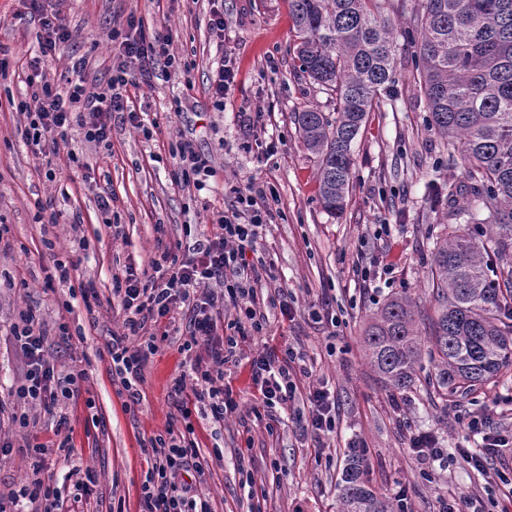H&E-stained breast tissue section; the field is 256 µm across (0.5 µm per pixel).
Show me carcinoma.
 Segmentation results:
<instances>
[{
    "label": "carcinoma",
    "instance_id": "obj_1",
    "mask_svg": "<svg viewBox=\"0 0 512 512\" xmlns=\"http://www.w3.org/2000/svg\"><path fill=\"white\" fill-rule=\"evenodd\" d=\"M288 0L295 55L309 82L333 92L336 117L295 113L317 158L322 207L336 216L353 185L354 145L382 92L395 83L397 37L413 49V79L448 158L460 155L466 190L433 177L430 210L452 223L433 241L430 282L437 307L431 338L406 291L388 298L364 330L368 364L383 386L415 385L425 342L438 356L436 392H470L512 363V0ZM354 449L339 482V512H393L364 480Z\"/></svg>",
    "mask_w": 512,
    "mask_h": 512
}]
</instances>
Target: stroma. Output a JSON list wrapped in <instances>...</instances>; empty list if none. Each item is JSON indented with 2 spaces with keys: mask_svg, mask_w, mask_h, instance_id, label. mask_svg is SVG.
<instances>
[{
  "mask_svg": "<svg viewBox=\"0 0 512 512\" xmlns=\"http://www.w3.org/2000/svg\"><path fill=\"white\" fill-rule=\"evenodd\" d=\"M60 18L69 41L49 65L58 84L73 79V58L89 61L90 76H105L120 62L113 29L128 18L146 28L168 24L173 31L174 67L159 68L129 101L140 112L142 128L113 116L110 150L84 142L78 131L47 146L38 158L24 145L27 124L14 103L24 97V79L38 54L40 28L20 0H0V222L9 225V243L0 247V276L20 274L14 287L0 288V397L23 376L10 328L16 310H37L50 340L46 355L61 369L85 370L81 399L67 402L71 448H53L56 421L38 407L8 404L0 412V439L10 441L0 454V501L9 502L31 478L35 461L52 479L67 512H139L144 438L165 431L175 409L168 398L171 378L188 361L179 350L184 331H171L160 352L144 370L142 402L126 411L112 383L107 347L124 331V313L113 301L112 274L125 264L148 265L158 242L194 247L210 229L214 212L233 203L225 186L257 177L277 213L267 225L258 253L271 262L273 280L257 288L267 318L265 335L250 337L244 352L291 343L305 359L308 376L296 379L292 401L274 431L255 418L248 365L225 378L238 409L214 421L192 415L194 438L208 470L203 482L193 474L198 495L212 512H336V483L349 448L363 449L366 478L379 492L406 489L410 512H437L441 497L469 499L478 512H500L501 499L485 479L457 454L479 443L461 428L462 421L484 413L491 400L499 406L490 419L494 430L512 436V366L495 384L449 398L427 395L426 373H419L405 393L401 411L392 394L366 364L362 329L391 294L408 291L431 318L436 302L428 283L429 246L444 231L440 215L427 203L432 168L441 177L463 183L459 163L449 161L428 124L425 101L410 74L407 54H400L393 98L369 115L354 147V179L347 206L335 217L322 208L315 178L317 162L307 149L295 112L316 107L332 114L330 92L313 85L294 59L295 33L288 0H223L224 37L210 28V0H62ZM235 62L237 77L216 110L208 93L221 55ZM264 112L266 127L251 134L244 109ZM274 141L276 154L256 160V144ZM190 144L208 158L213 175L204 190L184 187L172 173L173 151ZM77 162H70L69 153ZM91 166L99 183L109 185L114 202L110 223H103L97 202L81 175ZM55 179H47V168ZM390 227L384 238L379 225ZM53 249H46L45 241ZM387 258L390 276L365 282L354 269ZM77 264L70 285L46 287L44 266L52 259ZM94 283L99 304L86 309L70 291ZM297 310L282 323L279 289ZM71 334L56 338L59 324ZM328 382L336 399V429L315 447L295 424L307 410L310 386ZM27 412L28 428L11 421L12 412ZM433 434L444 450L431 465L420 464L409 437ZM47 445L43 458L32 447ZM92 472L95 484L81 495L77 482Z\"/></svg>",
  "mask_w": 512,
  "mask_h": 512,
  "instance_id": "1",
  "label": "stroma"
}]
</instances>
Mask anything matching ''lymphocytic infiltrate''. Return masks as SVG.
Instances as JSON below:
<instances>
[{
  "mask_svg": "<svg viewBox=\"0 0 512 512\" xmlns=\"http://www.w3.org/2000/svg\"><path fill=\"white\" fill-rule=\"evenodd\" d=\"M23 3L40 24L41 59L50 61L68 42L69 33L58 14L47 10L46 0ZM112 37L119 42L123 61L107 81L87 79L88 62L83 57L72 66L76 81L64 88L51 84L40 71L28 75L31 93L18 108L28 119L24 137L35 153H42L48 136L64 139L74 128L82 131L86 142L109 147L112 115L116 112L126 113L128 122L138 125V114L130 110L126 96L127 87L133 82L132 71L174 66L176 58L170 51L173 34L164 27L146 31L142 22L131 18L124 29L113 31ZM230 192L234 198L232 207L217 214L205 243L194 247L188 256L178 257L167 247L148 266L130 264L123 274L112 277V295L125 314L126 332L113 335L109 355L112 378L121 385L125 410H134L140 404L144 369L158 354L161 342L168 339L176 309H185L188 314V336L180 349L195 354L191 375H178L170 383L169 396L183 422L182 429L167 427L165 432L142 443L147 469L140 512H211L208 501L196 500L191 484L182 482L181 477L191 471L204 476L207 465L193 439L194 408L209 410L212 419L220 421L238 407L232 389L224 383L228 367L248 362L256 418L276 421L277 408L287 405L296 390L295 364L300 356L293 347L265 349L249 357L239 348L240 338L263 335L267 326L257 303V287L272 272L258 257L257 245L274 213L255 181L231 186ZM224 297L235 309L233 319H225L219 306ZM131 335L142 338L137 348L126 343ZM11 336L25 365L14 396L56 417L58 428L67 427L62 403L81 396L87 379L85 370L65 372L46 359L48 333L32 308L19 310ZM308 400L309 413L299 416L298 424L303 435L318 443L336 428V401L329 388L323 386L310 391ZM488 422L485 414L469 419L466 428L480 437L481 450L459 451L461 458L482 474L489 472L492 459L508 445L507 439L493 432ZM492 475L493 484L502 485L503 496L511 503L512 478L502 471Z\"/></svg>",
  "mask_w": 512,
  "mask_h": 512,
  "instance_id": "f902f5d3",
  "label": "lymphocytic infiltrate"
}]
</instances>
